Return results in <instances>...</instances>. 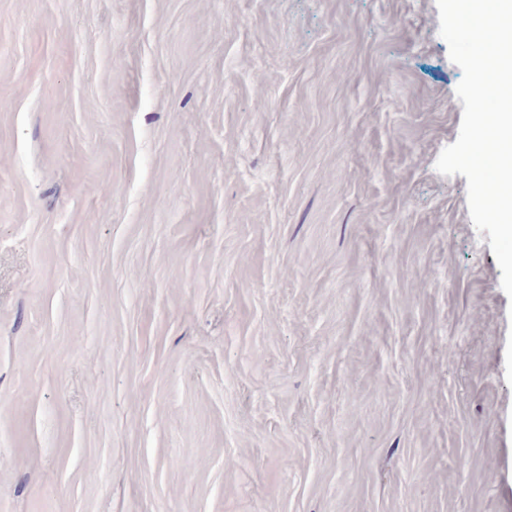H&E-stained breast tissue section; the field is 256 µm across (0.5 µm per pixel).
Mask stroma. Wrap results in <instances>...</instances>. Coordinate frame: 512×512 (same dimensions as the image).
Masks as SVG:
<instances>
[{
	"instance_id": "1",
	"label": "stroma",
	"mask_w": 512,
	"mask_h": 512,
	"mask_svg": "<svg viewBox=\"0 0 512 512\" xmlns=\"http://www.w3.org/2000/svg\"><path fill=\"white\" fill-rule=\"evenodd\" d=\"M435 0H0V512H512V301Z\"/></svg>"
}]
</instances>
